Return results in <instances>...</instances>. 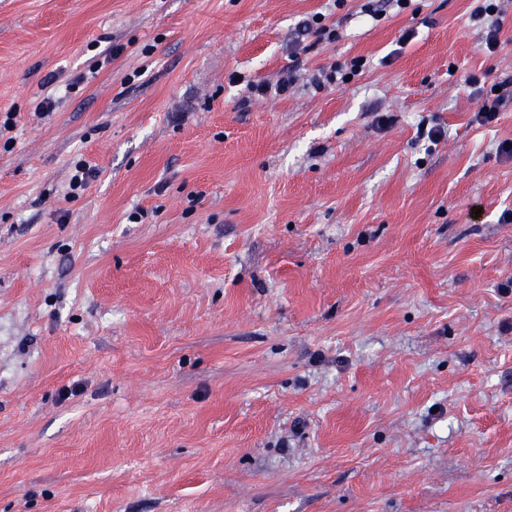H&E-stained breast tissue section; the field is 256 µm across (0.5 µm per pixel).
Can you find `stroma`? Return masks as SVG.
<instances>
[{"mask_svg":"<svg viewBox=\"0 0 512 512\" xmlns=\"http://www.w3.org/2000/svg\"><path fill=\"white\" fill-rule=\"evenodd\" d=\"M474 6L0 0V512H512V111L465 82L512 5L493 55ZM365 2L360 5L359 12L369 16L374 21H379L387 15L388 12L394 11L401 13L407 9L411 0H360ZM364 66L365 61L362 57L353 58L350 60L349 66L336 65L329 71H320L313 78L312 84L318 90H321L327 84H336V86L348 84L351 80H346V77L348 75H357V72H361ZM496 86L501 88L500 92H497ZM479 98H483V102L478 112V120L482 124H490L497 120L499 112H503L508 105L512 108V78L506 79L500 83L492 85L490 88V95L483 93L482 88H479Z\"/></svg>","mask_w":512,"mask_h":512,"instance_id":"obj_1","label":"stroma"}]
</instances>
